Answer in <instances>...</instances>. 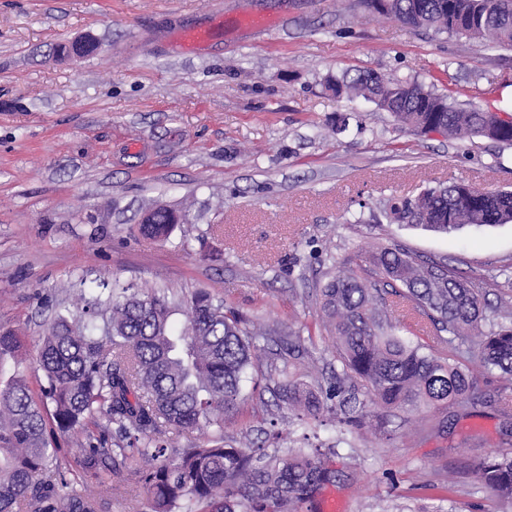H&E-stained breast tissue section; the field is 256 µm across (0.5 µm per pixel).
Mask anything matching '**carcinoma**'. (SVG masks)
I'll use <instances>...</instances> for the list:
<instances>
[{"label":"carcinoma","mask_w":512,"mask_h":512,"mask_svg":"<svg viewBox=\"0 0 512 512\" xmlns=\"http://www.w3.org/2000/svg\"><path fill=\"white\" fill-rule=\"evenodd\" d=\"M378 17L414 28L460 35L489 49L512 50V0H361ZM336 96L363 98L417 132L483 137L512 145V120L480 105L458 107L417 80L358 72L328 78ZM189 209L157 207L142 236L166 241ZM390 221L446 232L466 224L512 222V191L465 184L423 190L392 205ZM316 289L319 327L334 336L342 370L333 399L362 393L366 404L406 423L426 408L487 404L472 369H496L512 388V306L488 309L482 289L452 268H439L400 246H381L352 268L326 272ZM79 314L59 315L39 346L40 395L16 365L0 388V512H102L108 490L127 475L148 492V512H301L323 486L336 481L332 448L267 451L249 433L224 437L227 417L247 400V370L263 365L257 340L287 346L301 336L279 323L245 319L206 291L186 300L162 289L144 291L116 281L108 292L72 289ZM183 308L185 322L172 315ZM402 310L424 324L394 321ZM22 341L0 328V366ZM286 381L282 401L298 419L317 418L325 405L301 382L316 378L314 359L276 368ZM75 430V447L49 438ZM215 432L212 439L175 448L169 431ZM476 481L501 502H512V453L499 452L473 469Z\"/></svg>","instance_id":"obj_1"}]
</instances>
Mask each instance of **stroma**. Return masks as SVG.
<instances>
[{"instance_id": "obj_1", "label": "stroma", "mask_w": 512, "mask_h": 512, "mask_svg": "<svg viewBox=\"0 0 512 512\" xmlns=\"http://www.w3.org/2000/svg\"><path fill=\"white\" fill-rule=\"evenodd\" d=\"M219 9L277 25L173 50L172 30ZM85 34L100 52L54 54ZM360 71L512 115L511 50L375 17L359 0H0V327L21 333L30 387L44 322L75 314L66 287L78 275L90 288L204 289L247 318L312 326L327 252L342 261L395 243L480 283L491 306L512 303V222L439 233L381 220L428 186L512 189V147L417 134L326 91L327 77ZM184 201L169 241L138 233L145 211ZM279 384L248 372L255 393L224 433L284 451L335 445L338 477L315 512H512L469 475L512 451L496 407L428 409L379 433L375 414L350 424L341 408L297 421Z\"/></svg>"}]
</instances>
